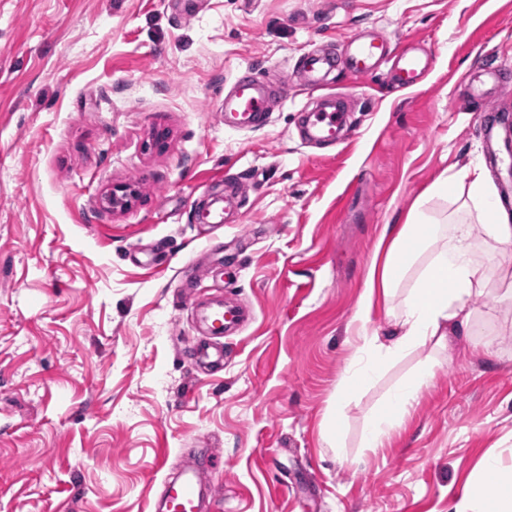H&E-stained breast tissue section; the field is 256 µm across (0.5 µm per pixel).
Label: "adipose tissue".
<instances>
[{
	"label": "adipose tissue",
	"mask_w": 512,
	"mask_h": 512,
	"mask_svg": "<svg viewBox=\"0 0 512 512\" xmlns=\"http://www.w3.org/2000/svg\"><path fill=\"white\" fill-rule=\"evenodd\" d=\"M433 191L461 199L465 215L449 217L444 224L411 219L394 225L390 238L379 239V259L367 270V293L357 317L366 319L374 294H381L394 304L397 334L386 345L377 336L364 337L336 387V398L329 407L330 422L341 419L350 395L367 385L383 362L430 341L441 345L449 337L468 334L473 322L468 303L487 287L477 238L494 242L503 259L512 258V210L482 167L440 179ZM431 377V372H421L392 393L366 435L368 447H383L389 432L410 414L419 389ZM484 467L499 470V479L468 481L456 512H512V471H500L493 457L485 460Z\"/></svg>",
	"instance_id": "ef3b65f1"
}]
</instances>
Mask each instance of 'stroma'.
<instances>
[{"label":"stroma","mask_w":512,"mask_h":512,"mask_svg":"<svg viewBox=\"0 0 512 512\" xmlns=\"http://www.w3.org/2000/svg\"><path fill=\"white\" fill-rule=\"evenodd\" d=\"M361 33L431 63L404 91L385 68L331 69L348 128L330 151L300 135L323 97L299 67ZM504 59L512 0H0V512H148L155 462L200 448L222 455L209 512H454L484 456L512 467V264L483 242L476 335L384 363L337 447L324 436L362 335L392 329L379 298L356 318L385 225L420 199L445 220L435 182L477 164L512 197V71L491 101L468 93ZM247 68L287 96L265 127L230 130ZM238 175L234 223H195ZM119 185L136 199L104 208ZM199 288L255 314L211 374L190 359ZM426 365L409 418L366 447Z\"/></svg>","instance_id":"1"}]
</instances>
